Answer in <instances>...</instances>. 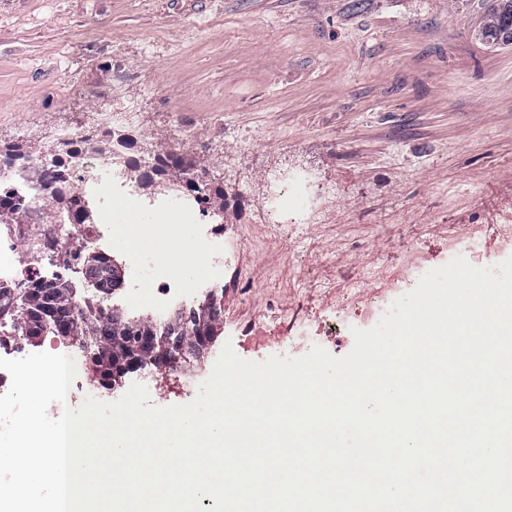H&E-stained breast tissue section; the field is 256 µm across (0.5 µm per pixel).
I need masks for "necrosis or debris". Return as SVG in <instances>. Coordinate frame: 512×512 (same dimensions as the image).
I'll use <instances>...</instances> for the list:
<instances>
[{
	"instance_id": "necrosis-or-debris-1",
	"label": "necrosis or debris",
	"mask_w": 512,
	"mask_h": 512,
	"mask_svg": "<svg viewBox=\"0 0 512 512\" xmlns=\"http://www.w3.org/2000/svg\"><path fill=\"white\" fill-rule=\"evenodd\" d=\"M142 115L128 106L112 112H98L93 124L63 118L53 134L39 127H19L12 133L13 140L27 142L53 137L54 141L96 140L102 134L121 132L140 127ZM54 162L52 155L43 153L25 164L7 161L0 156V188H6L23 199L27 220L22 226H0V281H14L17 277H41L48 267L59 263L71 240L84 235L87 244L102 256H109L106 245L115 227L107 215V202L116 198L117 187L128 185L127 171L111 164L107 155L88 153L75 162L77 187L93 205L98 222L90 234H83L80 226L72 224L67 212H60L56 224H43L41 213L51 193L48 174ZM172 223L150 224L146 231L154 242L138 248L130 263L132 288L128 301L139 305L155 320H163L175 308L191 310L205 304L211 283L221 279L230 256L224 247V227L220 224H201L194 237H182L174 220L180 212L175 204L180 197L168 194ZM167 240L166 249H158L157 240ZM201 259L206 273L194 279L186 278L184 266L188 260Z\"/></svg>"
}]
</instances>
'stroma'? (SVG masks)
Listing matches in <instances>:
<instances>
[{
  "mask_svg": "<svg viewBox=\"0 0 512 512\" xmlns=\"http://www.w3.org/2000/svg\"><path fill=\"white\" fill-rule=\"evenodd\" d=\"M490 6L0 0V132L134 105L154 144L224 180L234 262L209 289L223 329L206 369L227 342L274 355L291 319L340 357L472 233L512 256L495 222L512 210V46L482 37ZM272 172L312 175L318 223L287 237L263 221Z\"/></svg>",
  "mask_w": 512,
  "mask_h": 512,
  "instance_id": "stroma-1",
  "label": "stroma"
}]
</instances>
